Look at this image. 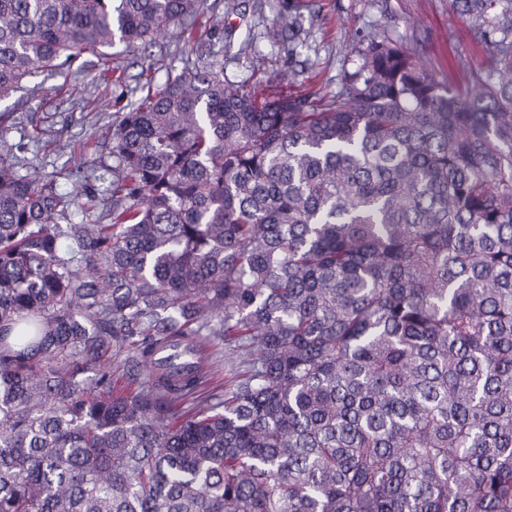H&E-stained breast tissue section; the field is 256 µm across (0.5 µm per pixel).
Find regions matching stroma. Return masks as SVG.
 Segmentation results:
<instances>
[{
  "mask_svg": "<svg viewBox=\"0 0 512 512\" xmlns=\"http://www.w3.org/2000/svg\"><path fill=\"white\" fill-rule=\"evenodd\" d=\"M288 12L301 20L291 38L278 28ZM373 38L412 49L427 71L455 85L467 82L468 68L490 65L489 51L449 0H217L216 7H203L185 42L162 40L145 54L118 42L28 78L0 100V113L9 115L0 134L20 145L28 173L63 189L77 180L94 185L112 166L106 139L118 112L148 87L192 68L198 54L223 64L226 79L247 81L258 94L318 97L336 92L360 67ZM107 68L115 77H104ZM82 144L88 164L78 169L72 150Z\"/></svg>",
  "mask_w": 512,
  "mask_h": 512,
  "instance_id": "obj_1",
  "label": "stroma"
}]
</instances>
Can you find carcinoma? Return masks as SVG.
Wrapping results in <instances>:
<instances>
[{"label":"carcinoma","instance_id":"carcinoma-1","mask_svg":"<svg viewBox=\"0 0 512 512\" xmlns=\"http://www.w3.org/2000/svg\"><path fill=\"white\" fill-rule=\"evenodd\" d=\"M202 4L0 0V99ZM451 7L462 88L384 41L318 102L199 58L112 122L107 224L0 136V512H512V0Z\"/></svg>","mask_w":512,"mask_h":512}]
</instances>
